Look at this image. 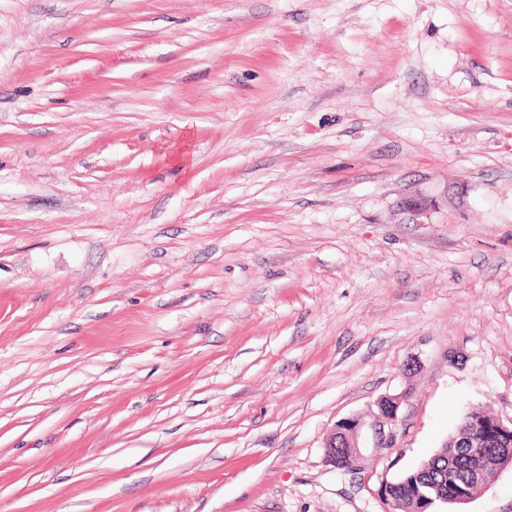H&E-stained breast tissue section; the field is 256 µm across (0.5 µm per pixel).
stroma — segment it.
<instances>
[{
  "label": "stroma",
  "mask_w": 512,
  "mask_h": 512,
  "mask_svg": "<svg viewBox=\"0 0 512 512\" xmlns=\"http://www.w3.org/2000/svg\"><path fill=\"white\" fill-rule=\"evenodd\" d=\"M473 408L512 420V0H0V512H383ZM407 396L402 392L381 397L369 420L359 415L337 421L324 447L327 462L340 465L347 473H356L364 448L395 447L400 410Z\"/></svg>",
  "instance_id": "35a3bbf8"
}]
</instances>
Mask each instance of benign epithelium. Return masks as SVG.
Returning a JSON list of instances; mask_svg holds the SVG:
<instances>
[{
    "label": "benign epithelium",
    "mask_w": 512,
    "mask_h": 512,
    "mask_svg": "<svg viewBox=\"0 0 512 512\" xmlns=\"http://www.w3.org/2000/svg\"><path fill=\"white\" fill-rule=\"evenodd\" d=\"M402 205L413 214L419 224L424 223L430 210L435 207V203L423 199H407ZM406 398L405 392L385 395L376 402V411L370 414V419L359 415L336 422L325 443L327 462L333 466H341L347 473H354L359 470L363 449L395 447L397 427L401 422L400 410ZM464 432L468 439L495 451L498 464L512 465V448L503 447V444L512 442V420L506 424L495 417L488 422L471 415L465 418ZM400 486L399 482H383L380 500L386 506L385 512H426V507L421 505L422 494L414 489L403 492L399 490ZM487 488L488 482L477 468L470 472L466 484L448 483L447 491L440 500L446 504H466L484 493ZM410 501L417 504L411 511L407 508Z\"/></svg>",
    "instance_id": "7a95c632"
}]
</instances>
